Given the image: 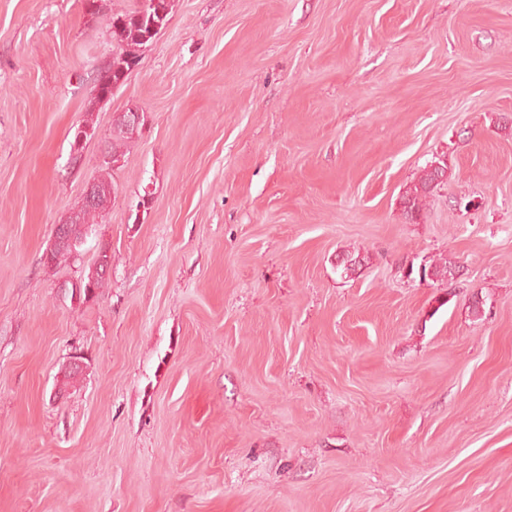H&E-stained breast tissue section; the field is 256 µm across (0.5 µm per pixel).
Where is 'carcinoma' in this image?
I'll return each mask as SVG.
<instances>
[{"mask_svg": "<svg viewBox=\"0 0 512 512\" xmlns=\"http://www.w3.org/2000/svg\"><path fill=\"white\" fill-rule=\"evenodd\" d=\"M141 0H136L133 7L112 14V63L99 73L95 88L112 90V84L123 80L129 71V58L137 57L157 34L153 30L154 25L164 26L168 21V15H159L158 12L143 14L140 8ZM142 134V125L129 120V111L118 112L112 120V132L106 153L109 156L124 157L129 145ZM446 164L442 160L432 162L419 181L406 190L403 195L404 207L408 215L420 211L423 199L441 183ZM104 175L96 180L99 189V203L97 207L82 212L80 223L71 225V234L74 243L64 244L54 249L52 253V265L56 266L73 257V252L83 244L88 230L103 217L112 201L114 185L111 180L110 170L114 166L106 160L101 163ZM418 272L422 281L430 280L440 284H451L456 275L454 262L443 259L432 264H424L418 269L409 268L408 274ZM107 282L103 276L101 267L93 265L87 274L80 277L78 283L81 286V294L88 292L94 294Z\"/></svg>", "mask_w": 512, "mask_h": 512, "instance_id": "cac0c4a2", "label": "carcinoma"}]
</instances>
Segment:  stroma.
Segmentation results:
<instances>
[{"instance_id": "stroma-1", "label": "stroma", "mask_w": 512, "mask_h": 512, "mask_svg": "<svg viewBox=\"0 0 512 512\" xmlns=\"http://www.w3.org/2000/svg\"><path fill=\"white\" fill-rule=\"evenodd\" d=\"M131 4L0 0V512H512V0H174L93 103ZM130 110L132 107H128L124 112L116 113L113 117L112 132L106 150L111 157L123 158L129 145L142 134V123L136 124L129 120ZM102 171H104L105 175H101L97 180H95V184L99 189V203L97 207L85 210L82 212L80 218V224H75V215L71 214L66 221H63L61 224H55L53 230V240L52 244L58 243L60 241H67L69 238V226L72 234V238L74 240V244H64L62 246H58L54 249L52 253V265L56 266L63 261H67L68 259L73 257V251L78 252V248L83 244V241L88 233V230L91 229L93 224H98L99 219L103 217V213H105L112 201V194L114 193V185L112 180L110 179L111 174L110 170H113L115 167L109 161L103 160L101 163ZM446 164L442 160L432 162L419 181L406 190L403 195L404 207L408 215L413 218V214L420 211L423 199L426 198L433 189L441 183V177L444 175ZM439 262H433L427 265L422 264L418 268V276L420 281L430 280L435 283L451 285L456 275V265L448 259H440Z\"/></svg>"}]
</instances>
